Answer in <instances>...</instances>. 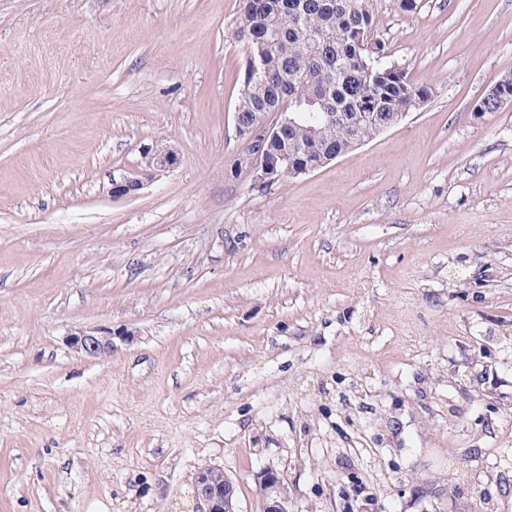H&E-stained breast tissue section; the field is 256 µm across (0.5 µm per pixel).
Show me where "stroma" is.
I'll list each match as a JSON object with an SVG mask.
<instances>
[{
    "instance_id": "stroma-1",
    "label": "stroma",
    "mask_w": 512,
    "mask_h": 512,
    "mask_svg": "<svg viewBox=\"0 0 512 512\" xmlns=\"http://www.w3.org/2000/svg\"><path fill=\"white\" fill-rule=\"evenodd\" d=\"M369 3L432 96L261 193L240 0H0V512H512V0ZM496 81L501 82V93L509 96L512 100V72L502 74ZM495 81V82H496ZM510 99H504L497 94L496 86H490L486 92L482 95V97L477 101L474 107V112L477 115L483 114L487 106L490 103L496 105L497 110L499 111L503 107L511 106L512 102ZM145 159L146 166L157 173L169 172L177 167L180 162L178 153L169 148L149 150ZM65 343L77 352L99 357L112 353V330L78 331L64 337ZM215 471L221 472L224 480L214 479ZM191 486L195 512H240L236 506L234 483L223 469L215 466L200 468ZM266 494L264 512H288V499L280 492V479L273 470H266L261 476ZM275 492V495L271 493Z\"/></svg>"
}]
</instances>
